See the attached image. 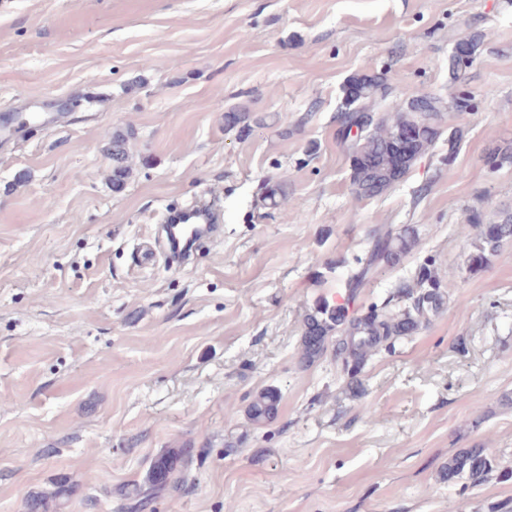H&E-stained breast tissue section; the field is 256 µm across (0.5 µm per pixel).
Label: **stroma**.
<instances>
[{
  "label": "stroma",
  "instance_id": "35a3bbf8",
  "mask_svg": "<svg viewBox=\"0 0 512 512\" xmlns=\"http://www.w3.org/2000/svg\"><path fill=\"white\" fill-rule=\"evenodd\" d=\"M373 70L392 76L378 112L440 97L445 136L360 199L336 113ZM232 108L250 134L225 129ZM117 131L133 168L118 191ZM506 142L512 0H0V512L63 476L76 491L55 512H118L178 448L184 482L147 512H512V242L472 276L459 233L470 209L512 212V164L483 161ZM202 197L223 232L170 268L163 220ZM405 224L417 248L350 308L385 306L427 261L445 305L370 357L353 396L333 353L299 365L302 316L345 302L371 231ZM267 388L278 416L253 423ZM463 448L493 459L482 485L443 480ZM482 34H473L459 40L449 56L448 72L453 81L460 78V75L468 67H470L477 57V51L482 41ZM460 49L467 58V62L463 63L461 56L457 53ZM281 402V394L277 389L267 388L258 393L247 408L249 419L256 424H262L273 420L278 412Z\"/></svg>",
  "mask_w": 512,
  "mask_h": 512
}]
</instances>
